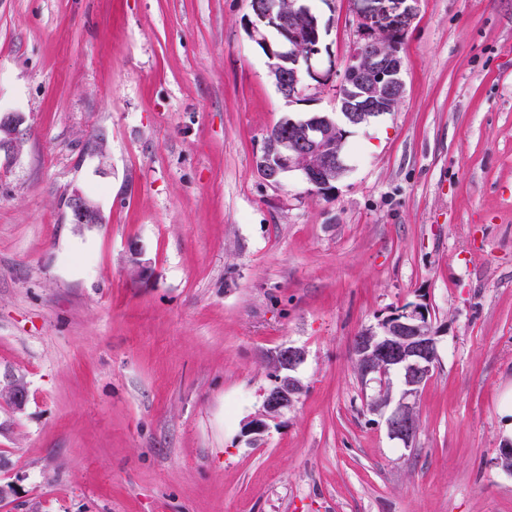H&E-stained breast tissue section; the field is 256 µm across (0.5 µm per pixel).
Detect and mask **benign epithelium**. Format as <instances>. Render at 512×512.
Returning a JSON list of instances; mask_svg holds the SVG:
<instances>
[{
    "label": "benign epithelium",
    "mask_w": 512,
    "mask_h": 512,
    "mask_svg": "<svg viewBox=\"0 0 512 512\" xmlns=\"http://www.w3.org/2000/svg\"><path fill=\"white\" fill-rule=\"evenodd\" d=\"M256 21H248L251 39L263 43L267 73L278 92L290 103L311 99V86L304 81V63L319 53V29L315 15L304 8L286 12L275 0H250ZM280 34L272 45L264 40L259 25ZM308 45V53L293 51L298 44ZM382 36L357 41L345 67L341 85L330 112H308L302 118L283 119L284 132L264 140L257 159L261 176L272 185L282 184L299 173L303 180L321 191L332 189L347 170L343 150L350 129L367 124L378 112H390L403 95L400 51L387 48ZM20 136L19 123L11 116H0V150L13 148ZM75 224H101L102 213L94 200L75 189L69 196ZM356 363L363 381L375 380L379 391L369 401L372 413L389 410L386 426L391 438L408 447L417 432L415 405L424 384L431 378L438 360V342L427 311L413 305L366 328L355 339ZM305 361V352L296 346L282 347L272 355V383L263 392V412L245 425V432L258 440L268 422L279 419L294 404L302 391L294 372ZM397 375L399 397L393 399L391 375ZM16 411L28 402V390L21 379H12L0 389V399ZM498 466L512 472V441L498 448Z\"/></svg>",
    "instance_id": "7a95c632"
}]
</instances>
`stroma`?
Segmentation results:
<instances>
[{
	"mask_svg": "<svg viewBox=\"0 0 512 512\" xmlns=\"http://www.w3.org/2000/svg\"><path fill=\"white\" fill-rule=\"evenodd\" d=\"M303 2L323 81L291 105L249 0H0V380L29 395L0 512H512V0ZM363 18L401 39L398 106L333 191L269 184L267 132L334 108ZM414 302L439 360L406 447L353 341ZM287 344L303 391L251 440ZM70 211L73 223L100 224L103 223L102 213L94 200L81 190L74 189L69 196Z\"/></svg>",
	"mask_w": 512,
	"mask_h": 512,
	"instance_id": "1",
	"label": "stroma"
}]
</instances>
